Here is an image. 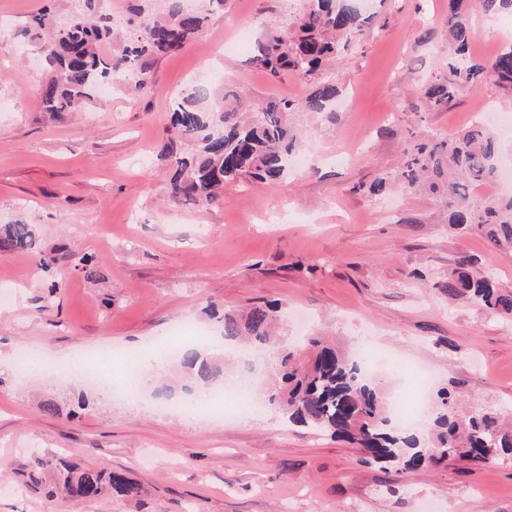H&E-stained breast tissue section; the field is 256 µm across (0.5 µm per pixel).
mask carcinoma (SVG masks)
<instances>
[{"label": "carcinoma", "instance_id": "cac0c4a2", "mask_svg": "<svg viewBox=\"0 0 512 512\" xmlns=\"http://www.w3.org/2000/svg\"><path fill=\"white\" fill-rule=\"evenodd\" d=\"M159 12L144 7L130 9L131 17L117 27L112 14L101 9V0H73L70 11L58 15L49 8L30 16L20 32L22 40L37 45L48 78L41 87L42 111L59 119L76 111L96 88L120 77L128 87L144 92L152 84V68L159 55H173L200 34L212 11L224 0H202L187 10L182 0H164ZM464 0H448V71L432 80L425 91L426 111L445 109L459 90L475 89L486 75L512 92V45L482 61L471 51L469 11ZM485 15L512 11V0H474ZM356 10L336 0H311L310 8L294 16L288 32L271 35L257 45V59L278 77L292 72L305 78L317 76L323 62L356 43L359 28ZM117 40L119 49L106 45ZM336 88L324 84L297 100L272 99L256 112L239 110L238 95L228 90L221 102L204 103L206 95L191 88L177 95L170 106V124L179 145L168 152L169 193L200 205L224 198V186L253 179L278 185L288 159L301 150V135L290 115L301 110L325 112ZM498 134L473 123L448 139L414 145L403 167L375 180L370 187L380 194L392 181L410 188L423 187L441 201L453 229H475L496 249L512 248V196L476 200L471 188L497 178ZM35 234L28 224H8L0 230V252L31 251ZM472 261L461 257L448 274V295L463 296L492 312L512 317V295L498 291L487 277L470 273ZM279 309L254 306L247 313H226L223 336L250 338L261 350L274 346L271 336ZM308 356L287 346L276 350L275 369L281 383L269 387L263 404L280 409L291 425L303 426L359 445L368 464H391L399 470L424 463L447 465L460 459L478 464L512 462V428L499 407L468 413L456 410L455 396L446 388L437 391L439 407L426 417L429 434L415 428L400 429L389 416L374 380L359 363L349 360L318 337L308 339ZM183 371L209 381L220 369L195 348L179 358ZM64 490L85 500L103 494L123 499L140 495V487L119 472L60 471Z\"/></svg>", "mask_w": 512, "mask_h": 512}]
</instances>
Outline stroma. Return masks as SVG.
I'll list each match as a JSON object with an SVG mask.
<instances>
[{
  "label": "stroma",
  "instance_id": "1",
  "mask_svg": "<svg viewBox=\"0 0 512 512\" xmlns=\"http://www.w3.org/2000/svg\"><path fill=\"white\" fill-rule=\"evenodd\" d=\"M445 0H367L356 48L323 71L325 112L294 113L305 163L276 187L229 184L216 205L166 193L169 108L190 87H235L254 105L302 98L315 83L268 75L257 43L306 0H224L201 34L158 58L151 88L114 83L63 120L42 112L38 63L0 47V226L33 225L37 247L0 257V360L31 348L58 359L124 355L182 323L220 329V314L279 306V340L325 336L352 359L371 343L424 371L468 406L512 407V318L449 297L463 256L512 295V253L445 222L426 192L368 185L398 169L416 139L448 137L481 105L512 113L494 81L417 120L422 92L447 62ZM225 378L271 377L260 351L216 353ZM138 398L103 399L85 381L0 372V512H512V462L396 473L363 451L314 438L262 408L248 418H189ZM54 412H43L44 403ZM119 472L139 497L88 502L49 491L60 465Z\"/></svg>",
  "mask_w": 512,
  "mask_h": 512
}]
</instances>
